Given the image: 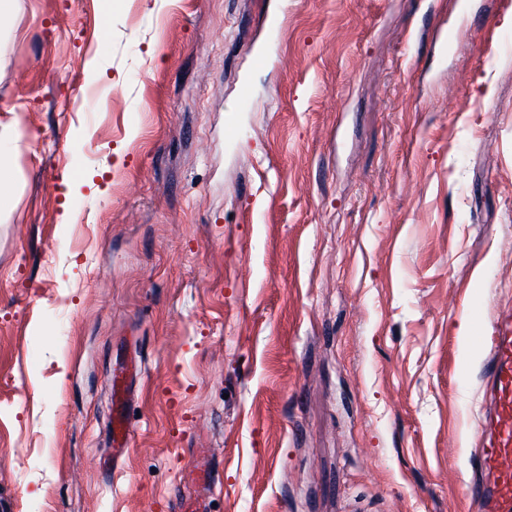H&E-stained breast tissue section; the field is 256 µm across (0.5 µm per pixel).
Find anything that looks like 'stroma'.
Instances as JSON below:
<instances>
[{"label": "stroma", "mask_w": 512, "mask_h": 512, "mask_svg": "<svg viewBox=\"0 0 512 512\" xmlns=\"http://www.w3.org/2000/svg\"><path fill=\"white\" fill-rule=\"evenodd\" d=\"M9 27L12 512H166L194 448L210 512H474L512 0H16ZM110 434L114 447L125 452L133 439V429L125 414L118 407L113 408Z\"/></svg>", "instance_id": "35a3bbf8"}]
</instances>
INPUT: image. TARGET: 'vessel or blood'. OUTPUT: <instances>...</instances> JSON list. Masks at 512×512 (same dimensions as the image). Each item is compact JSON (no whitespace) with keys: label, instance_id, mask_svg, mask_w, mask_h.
Listing matches in <instances>:
<instances>
[{"label":"vessel or blood","instance_id":"b4317fda","mask_svg":"<svg viewBox=\"0 0 512 512\" xmlns=\"http://www.w3.org/2000/svg\"><path fill=\"white\" fill-rule=\"evenodd\" d=\"M483 441L477 451L470 495L478 512H512V309L492 321L484 377ZM110 434L115 447L127 450L133 429L121 410H114ZM173 512H208L206 499L178 488Z\"/></svg>","mask_w":512,"mask_h":512}]
</instances>
